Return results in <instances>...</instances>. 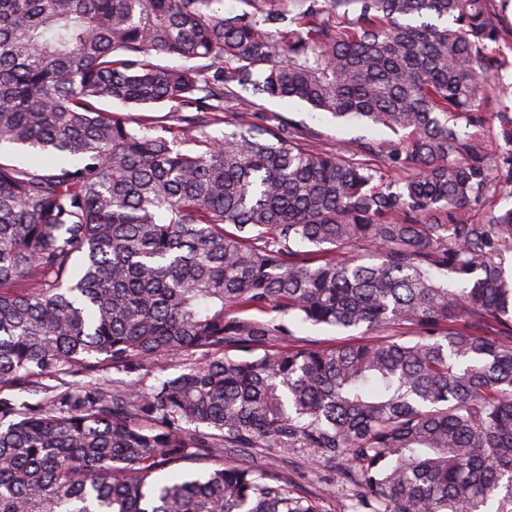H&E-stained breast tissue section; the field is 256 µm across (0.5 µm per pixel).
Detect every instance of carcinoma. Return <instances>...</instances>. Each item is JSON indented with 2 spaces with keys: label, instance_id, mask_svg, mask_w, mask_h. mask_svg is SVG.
Masks as SVG:
<instances>
[{
  "label": "carcinoma",
  "instance_id": "1",
  "mask_svg": "<svg viewBox=\"0 0 512 512\" xmlns=\"http://www.w3.org/2000/svg\"><path fill=\"white\" fill-rule=\"evenodd\" d=\"M241 2L0 0V145L29 154L0 156V512H321L282 471L304 452L345 465L350 512H512V209L470 214L512 194L482 143L497 0ZM250 87L406 132L382 151L413 172L208 134ZM251 312L401 333L300 347ZM187 350L211 357L100 376ZM98 107L105 112H112L131 118L135 122V124H133L134 126L144 127L145 131H148V128L153 126L155 123H175V121H172V117H170L172 114H169L168 108L162 106L149 110H139L126 108L119 103L105 101L100 103ZM370 162L375 164V167L378 171L376 184L379 187H386L391 181L397 179L402 174L410 173V170L407 169V165L401 168L394 167V164L391 163L384 156L379 155H369ZM509 208H512V196L498 194L496 197H489L480 204L475 205L472 215L475 220L484 221L493 211L497 212ZM206 357V354L202 351L189 350L174 358L166 356L158 357L151 363L145 365L142 369L135 372H127L123 369L117 370L110 368L102 375L113 380L117 385H122L123 383L135 379L141 380L144 384L151 385L154 383L155 378L175 375L185 366L198 365L202 363Z\"/></svg>",
  "mask_w": 512,
  "mask_h": 512
}]
</instances>
